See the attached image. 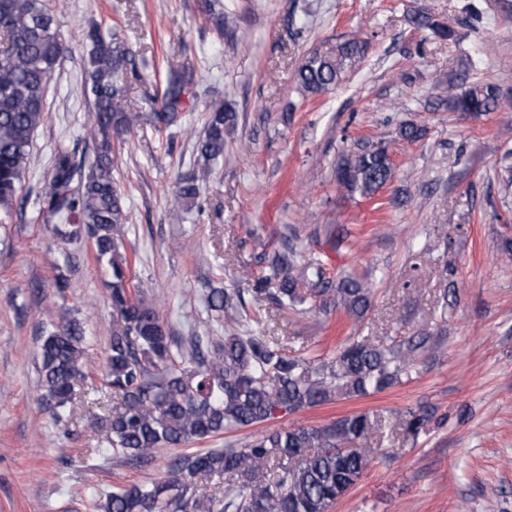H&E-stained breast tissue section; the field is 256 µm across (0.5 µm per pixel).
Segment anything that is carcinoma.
Masks as SVG:
<instances>
[{"instance_id": "obj_1", "label": "carcinoma", "mask_w": 512, "mask_h": 512, "mask_svg": "<svg viewBox=\"0 0 512 512\" xmlns=\"http://www.w3.org/2000/svg\"><path fill=\"white\" fill-rule=\"evenodd\" d=\"M64 3L46 0H0V224L23 205L22 195L31 148L45 118L51 75L69 46L59 37L56 12ZM200 10L219 33L232 21L220 0H200ZM412 22L443 38L453 30L424 12ZM88 48L82 90L91 116L85 139L94 148L87 164L61 149L48 172L49 188L39 217L55 221L65 240L87 235L95 259L112 270L110 336L103 386L81 362L87 336L72 310H60L40 347V400L53 421L65 426L85 420L100 435L98 454L141 460L157 448H176L226 431L264 424L278 413H292L334 399L382 392L398 383L421 357L435 354L439 336L420 332L373 344L349 336L329 356L300 358L266 335L265 320L249 321L235 310L238 288H213L206 303L210 316L224 322L222 336H170L152 298L129 287L124 253L128 217L112 175L113 140L134 132L143 122L158 130L187 126L184 103L194 75L170 70L162 95L144 97V106L126 103L131 52L97 26L85 32ZM365 45L354 39L336 43L327 53L314 52L298 72V83L311 96L329 91L361 60ZM448 104L458 112L486 113L501 107L497 86L473 85L459 93L448 86ZM236 119L230 107L206 117L195 146L202 164L178 180L171 206L185 209L200 197L211 175L209 163L224 155L225 132ZM394 175L388 146L380 142L345 157L337 182L349 195L374 196ZM276 288H253L282 310H294L308 296L322 300L323 311L337 310L361 319L371 306L372 290L354 277L335 288L324 285L317 259L300 267L307 294L297 291L294 261L277 250L263 252ZM433 413L409 408L399 415L407 435L427 431ZM378 420L353 413L318 427L258 430L241 448H213L171 456L164 475L139 483L93 490L96 512H329L361 478L378 449L371 434Z\"/></svg>"}]
</instances>
